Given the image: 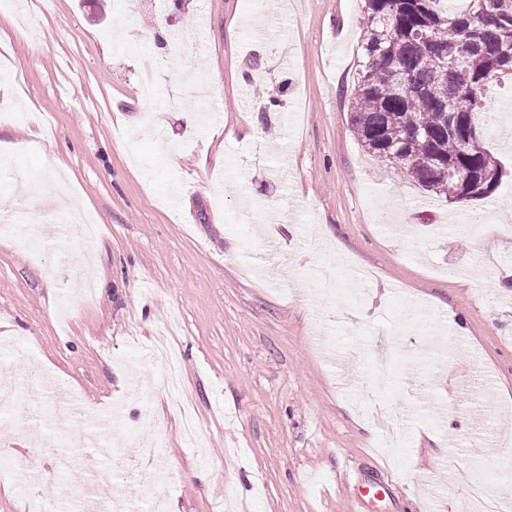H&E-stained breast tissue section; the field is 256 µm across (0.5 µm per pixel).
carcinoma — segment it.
<instances>
[{"mask_svg": "<svg viewBox=\"0 0 512 512\" xmlns=\"http://www.w3.org/2000/svg\"><path fill=\"white\" fill-rule=\"evenodd\" d=\"M365 0L364 64L350 122L361 146L448 200L482 199L502 169L482 140L475 115L492 80L512 76V0Z\"/></svg>", "mask_w": 512, "mask_h": 512, "instance_id": "cac0c4a2", "label": "carcinoma"}]
</instances>
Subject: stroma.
<instances>
[{
  "label": "stroma",
  "instance_id": "1",
  "mask_svg": "<svg viewBox=\"0 0 512 512\" xmlns=\"http://www.w3.org/2000/svg\"><path fill=\"white\" fill-rule=\"evenodd\" d=\"M152 2L0 6V212L57 222L38 242L0 231V446L62 512L88 487L153 512L159 474L164 512H357L347 484L376 480L375 512H460L512 465V234L493 230L512 216V77L486 101L501 182L452 203L352 131L363 0ZM200 15L205 49L170 53ZM62 192L100 225L92 247ZM339 257L371 276L330 295L307 270ZM86 258L88 303L66 292ZM174 319L200 447L150 350ZM61 387L120 407L124 465L41 454L33 421ZM157 427L155 471L140 444Z\"/></svg>",
  "mask_w": 512,
  "mask_h": 512
}]
</instances>
